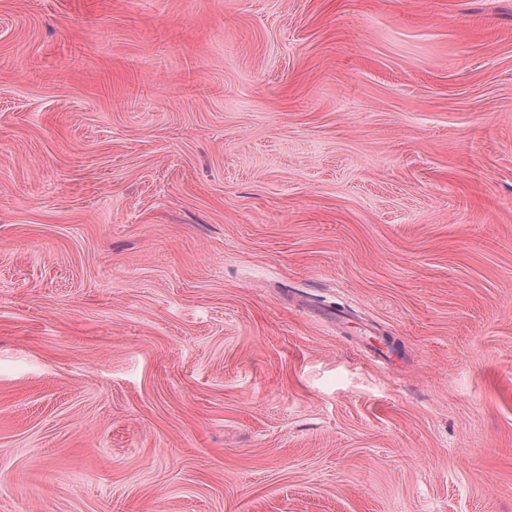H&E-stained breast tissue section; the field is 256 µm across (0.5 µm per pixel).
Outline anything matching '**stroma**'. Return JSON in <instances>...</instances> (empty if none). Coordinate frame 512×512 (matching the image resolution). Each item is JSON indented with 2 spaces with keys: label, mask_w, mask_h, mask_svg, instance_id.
Wrapping results in <instances>:
<instances>
[{
  "label": "stroma",
  "mask_w": 512,
  "mask_h": 512,
  "mask_svg": "<svg viewBox=\"0 0 512 512\" xmlns=\"http://www.w3.org/2000/svg\"><path fill=\"white\" fill-rule=\"evenodd\" d=\"M0 512H512V0H0Z\"/></svg>",
  "instance_id": "obj_1"
}]
</instances>
